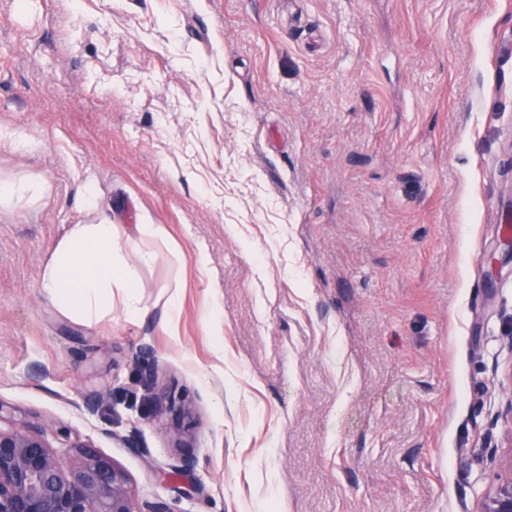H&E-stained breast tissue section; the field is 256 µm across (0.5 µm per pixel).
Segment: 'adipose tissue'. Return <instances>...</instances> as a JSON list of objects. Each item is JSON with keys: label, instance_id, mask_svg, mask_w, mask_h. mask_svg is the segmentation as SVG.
Here are the masks:
<instances>
[{"label": "adipose tissue", "instance_id": "adipose-tissue-1", "mask_svg": "<svg viewBox=\"0 0 512 512\" xmlns=\"http://www.w3.org/2000/svg\"><path fill=\"white\" fill-rule=\"evenodd\" d=\"M166 242L157 224H142L137 238L114 224H74L43 268L40 288L64 317L93 325L122 309L132 320L146 314L140 295L142 269L153 265Z\"/></svg>", "mask_w": 512, "mask_h": 512}]
</instances>
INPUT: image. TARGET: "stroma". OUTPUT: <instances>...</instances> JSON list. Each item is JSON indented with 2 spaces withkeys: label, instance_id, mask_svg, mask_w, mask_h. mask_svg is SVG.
I'll use <instances>...</instances> for the list:
<instances>
[{
  "label": "stroma",
  "instance_id": "stroma-1",
  "mask_svg": "<svg viewBox=\"0 0 512 512\" xmlns=\"http://www.w3.org/2000/svg\"><path fill=\"white\" fill-rule=\"evenodd\" d=\"M1 181L0 405L52 447L173 512H478L512 481V0H0ZM73 224L164 228L142 320L39 288ZM136 364L139 371V385L144 391V396L154 401V411L157 416H170L171 423L168 434L175 443V448H190L184 440L185 431L181 422L192 415V410L185 404H176L162 398L157 392V371L149 353L140 351L136 356Z\"/></svg>",
  "mask_w": 512,
  "mask_h": 512
}]
</instances>
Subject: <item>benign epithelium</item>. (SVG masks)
Listing matches in <instances>:
<instances>
[{
	"mask_svg": "<svg viewBox=\"0 0 512 512\" xmlns=\"http://www.w3.org/2000/svg\"><path fill=\"white\" fill-rule=\"evenodd\" d=\"M139 385L154 401V411L171 417L168 434L185 448L182 421L192 415L185 404L162 398L157 371L149 353L136 356ZM48 422L18 425L0 405V512H171L161 499H140L124 472L86 444L54 449ZM76 453L68 464L61 456ZM479 512H512V481L485 496Z\"/></svg>",
	"mask_w": 512,
	"mask_h": 512,
	"instance_id": "benign-epithelium-1",
	"label": "benign epithelium"
}]
</instances>
